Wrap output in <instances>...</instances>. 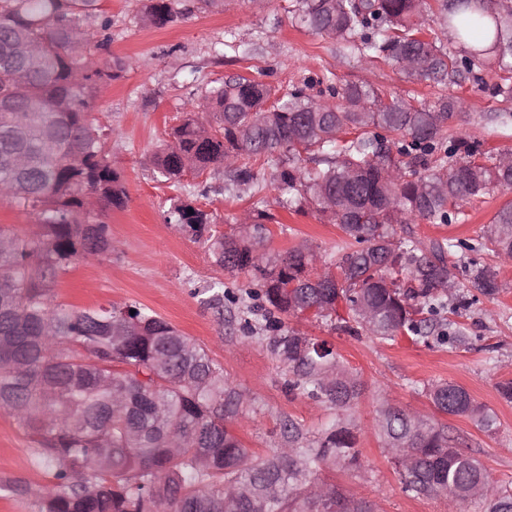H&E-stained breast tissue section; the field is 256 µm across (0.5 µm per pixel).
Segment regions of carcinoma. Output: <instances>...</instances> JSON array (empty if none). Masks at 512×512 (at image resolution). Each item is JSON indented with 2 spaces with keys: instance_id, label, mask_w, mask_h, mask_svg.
<instances>
[{
  "instance_id": "carcinoma-1",
  "label": "carcinoma",
  "mask_w": 512,
  "mask_h": 512,
  "mask_svg": "<svg viewBox=\"0 0 512 512\" xmlns=\"http://www.w3.org/2000/svg\"><path fill=\"white\" fill-rule=\"evenodd\" d=\"M96 2L0 0V201L23 202L40 221L36 235L14 234L0 246V411L24 428L49 469L40 512H257L261 502L266 512H373L365 498L311 469L360 468L357 424L347 411L363 383L326 343L284 329L282 317L312 311L350 336L390 342L401 334L460 340L441 317L457 288L448 269L454 244L422 245L409 224L448 223L463 202L511 187L512 166L445 137L459 106L453 96L416 106L348 83L337 103L301 91L273 101L271 87L241 75L202 95L197 109L211 121L189 113L150 159L163 181L180 182L186 158L195 170L222 163L230 182L250 189L261 161L288 192L279 205L311 206L357 244L338 275L316 273L313 251L265 252L274 217L258 205L238 235L211 244L214 261L250 275L273 307L269 325L281 334L270 349L288 366V389L344 411L311 442L290 424L288 441L258 457L228 426L248 399L196 342L136 304L76 310L50 301L49 284L73 260L112 253L102 217L126 201L90 119L100 84L126 67L119 58L99 62L105 42L82 22ZM436 2L295 0L292 13L411 79L457 81L461 69L446 40L469 46V72L492 60L512 71V7ZM143 12L164 27L192 9L145 0ZM167 214L196 236L211 223L180 198ZM487 233L498 257L511 262L512 205ZM464 269L482 294L499 292L497 269L471 258ZM428 396L441 413L468 416L486 431L496 424L452 382L431 384ZM378 434L404 492L512 512V493L494 488L447 426L388 404Z\"/></svg>"
}]
</instances>
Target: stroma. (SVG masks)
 I'll return each instance as SVG.
<instances>
[{"label": "stroma", "instance_id": "stroma-1", "mask_svg": "<svg viewBox=\"0 0 512 512\" xmlns=\"http://www.w3.org/2000/svg\"><path fill=\"white\" fill-rule=\"evenodd\" d=\"M99 15L86 25L107 39L112 56L126 61L121 77L101 85L91 109L112 164L121 171L127 198L123 209L108 212L111 255L94 262L73 261L51 290V301L74 308L136 302L152 310L184 335L202 345L229 380L250 401L231 424L234 433L260 456L271 455L283 440L287 422L299 424L314 437L334 423L329 402L289 390L286 365L268 342L274 332L265 320L263 301L247 294L250 278L214 264L210 235L230 234L255 199H263L275 219L265 248L283 253L307 245L319 256L318 271H335L352 245L336 224L311 207L296 210L278 204L285 192L272 169L255 165L258 194L238 193L229 185L223 164L189 172L180 185L162 182L147 165L148 155L169 139L206 89L242 75L272 86L277 96L295 91L320 99L346 83L358 82L382 94L414 103H433L440 94L463 99L448 122L447 133L479 143L488 156L512 153V98L497 96L500 69L480 77L463 73L458 82L436 86L411 80L391 63H367L343 51L332 39L300 26L289 10L290 0H224L220 12H193L177 22L156 27L144 20L140 0H99ZM192 201L212 217L211 233L196 237L165 221L171 198ZM512 205V188L496 187L483 198L464 203L449 223L415 221L419 241L445 238L451 243H478L495 213ZM477 262L499 266L488 249ZM496 295L479 294L464 269L455 275L470 305L461 314H447L467 338L466 344L424 343L407 337L384 342L335 330L311 315L285 318L287 327L327 342L345 365L358 372L363 391L351 412L359 425L362 467L356 471L319 469L318 475L361 494L378 512H482L475 501L457 508L441 498H414L403 490L401 477L381 449L376 429L381 398L394 407L447 425L458 448L475 457L495 487L512 490V402L499 393L512 381V265L499 266ZM218 288L220 306H209L211 288ZM463 386L497 418L484 431L465 416L435 413L426 394L435 381ZM49 478L34 443L7 413L0 412V512H40L33 490ZM30 487L27 495L9 492L14 480Z\"/></svg>", "mask_w": 512, "mask_h": 512}]
</instances>
